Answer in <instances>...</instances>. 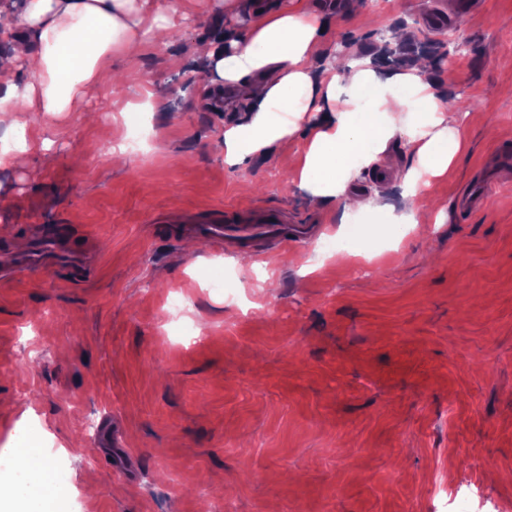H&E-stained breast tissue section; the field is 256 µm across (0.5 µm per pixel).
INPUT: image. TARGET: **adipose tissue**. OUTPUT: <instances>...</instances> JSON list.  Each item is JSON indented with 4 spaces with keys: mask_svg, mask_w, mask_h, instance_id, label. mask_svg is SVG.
I'll return each instance as SVG.
<instances>
[{
    "mask_svg": "<svg viewBox=\"0 0 512 512\" xmlns=\"http://www.w3.org/2000/svg\"><path fill=\"white\" fill-rule=\"evenodd\" d=\"M229 12L249 10L253 20L232 49L206 52L213 70L202 85L223 79L238 97L254 102L250 119L224 131V163L244 165L268 153L299 129L311 112L332 121L311 126L303 147L300 182L311 185L317 204L345 197L348 209L370 205L347 187L361 166L384 160L407 186L410 201L428 191L466 149L451 112L440 106L421 67L379 76L370 58L328 62L313 82L322 31L328 20L313 0L270 7L261 0H224ZM0 29L16 33L0 55V112L23 106L34 112H73L94 85L111 76L115 53L135 55L149 38L163 37L158 16L136 0H29L23 15L0 14ZM24 63L31 80L17 87L11 75ZM411 150L398 160L395 137Z\"/></svg>",
    "mask_w": 512,
    "mask_h": 512,
    "instance_id": "1",
    "label": "adipose tissue"
}]
</instances>
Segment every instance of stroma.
I'll list each match as a JSON object with an SVG mask.
<instances>
[{
    "label": "stroma",
    "instance_id": "35a3bbf8",
    "mask_svg": "<svg viewBox=\"0 0 512 512\" xmlns=\"http://www.w3.org/2000/svg\"><path fill=\"white\" fill-rule=\"evenodd\" d=\"M426 2L359 0L315 64L367 55L385 76L427 59L437 100L465 120L469 149L431 189L437 207L416 206L365 260L313 259L357 216L340 198L314 209L294 180L308 125L225 166L224 129L251 105L216 111L194 83L201 46H229L251 21L224 0H149L172 38L114 56L115 82L79 111L20 110L36 142L26 167L6 156L20 134L0 129V267L45 225L96 259L81 283L64 263L0 279V456L33 446L62 466L56 512H512V0L465 18L439 0L455 17L443 35ZM407 26L416 38L394 43ZM129 104L146 107L145 139L122 154ZM482 173L491 187L461 211ZM348 191L396 214L407 203L381 163ZM265 209L317 231L245 269L241 249L163 232ZM222 274L229 292L207 288ZM176 289L197 298L199 343L168 321Z\"/></svg>",
    "mask_w": 512,
    "mask_h": 512
}]
</instances>
